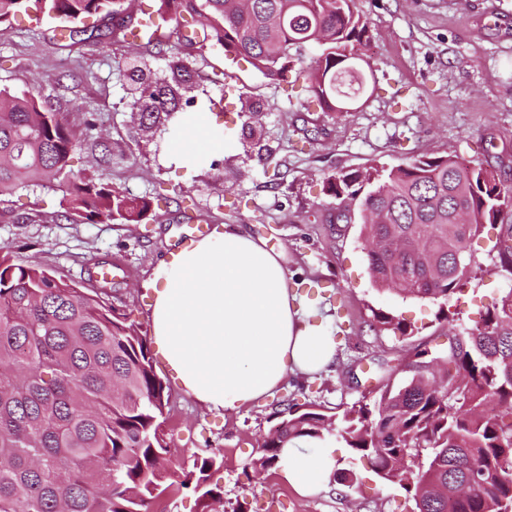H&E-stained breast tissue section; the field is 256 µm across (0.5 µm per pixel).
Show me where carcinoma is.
<instances>
[{
    "label": "carcinoma",
    "mask_w": 512,
    "mask_h": 512,
    "mask_svg": "<svg viewBox=\"0 0 512 512\" xmlns=\"http://www.w3.org/2000/svg\"><path fill=\"white\" fill-rule=\"evenodd\" d=\"M69 24L73 45L92 38L88 19L127 11L125 0H0V22L18 12ZM180 13L183 42L216 38L265 75L294 73L291 92L306 109L339 112L367 91L361 69L367 21L356 0H161L136 25L109 36L158 43L157 32ZM320 52L304 60L302 50ZM186 68L171 80L137 89L133 107L142 130L181 119L191 90ZM82 141L66 115L36 87L0 89V196L45 187L71 171ZM365 187L362 251L381 290L440 304L447 341L417 353L421 373L372 403L340 416L289 402L251 463L257 475L274 467L293 440L334 437L353 459L367 460L383 481L416 499V512H503L512 503V290L482 306L473 327L458 323L448 299L472 278L471 244L486 226L512 217V184L450 152L388 169L375 163L341 170L325 191L343 201ZM67 209L88 223H141L151 208L91 179L65 189ZM502 268L512 270V234L497 237ZM0 512H149L171 486L193 487L203 507L223 499L208 483L217 456L176 465L163 410L170 389L154 369L151 343L112 303V289L87 292L55 271L0 254ZM369 327L413 333L398 316L378 310ZM482 464L469 485L470 462Z\"/></svg>",
    "instance_id": "cac0c4a2"
}]
</instances>
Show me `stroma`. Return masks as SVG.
Here are the masks:
<instances>
[{
    "label": "stroma",
    "mask_w": 512,
    "mask_h": 512,
    "mask_svg": "<svg viewBox=\"0 0 512 512\" xmlns=\"http://www.w3.org/2000/svg\"><path fill=\"white\" fill-rule=\"evenodd\" d=\"M368 22L369 92L345 112H309L286 86L243 58L226 56L215 38L184 47L170 21L159 46L102 36L70 46L52 36L53 22L18 14L0 23V89L21 91L41 78V92L64 112L82 151L72 175L47 188L0 198V247L15 262L55 270L92 287L98 262L121 265L126 275L114 304L150 334L148 286L170 251L171 236L190 225L240 224L269 246L285 249L295 281L320 282L310 311L328 330L343 326L329 371L292 380L273 395L233 413L209 411L170 383L167 438L177 462L213 453L223 459L209 482L223 492L216 512H413L399 486L359 466L360 485L329 489L305 499L278 470L253 475L252 460L276 424L283 400L311 402L339 414L410 380L416 354L443 328L435 301L378 289L362 253L358 201L337 204L323 183L339 170L380 163L392 168L417 156L457 150L512 183V0H358ZM189 71L193 113L224 130V154L193 170L172 156L173 130L144 133L133 116L140 83L170 76L172 61ZM247 99L253 116L240 114ZM111 162L98 166L101 154ZM88 176L135 197L152 200L140 224H84L63 205L70 178ZM350 213L337 220V207ZM486 229L473 242L474 279L451 299L463 324L479 319L481 305L512 289ZM399 315L412 335L363 332L373 311Z\"/></svg>",
    "instance_id": "stroma-1"
}]
</instances>
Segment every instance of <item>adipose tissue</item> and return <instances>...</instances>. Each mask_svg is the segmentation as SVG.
I'll use <instances>...</instances> for the list:
<instances>
[{
  "label": "adipose tissue",
  "mask_w": 512,
  "mask_h": 512,
  "mask_svg": "<svg viewBox=\"0 0 512 512\" xmlns=\"http://www.w3.org/2000/svg\"><path fill=\"white\" fill-rule=\"evenodd\" d=\"M184 131L174 148L182 168L223 152V135L200 121ZM291 279L285 251L237 224L170 251L150 284L152 339L184 393L206 409L236 412L335 361V337L309 321ZM333 467L332 450L312 453L304 440L289 443L278 462L304 497L331 482Z\"/></svg>",
  "instance_id": "adipose-tissue-1"
}]
</instances>
